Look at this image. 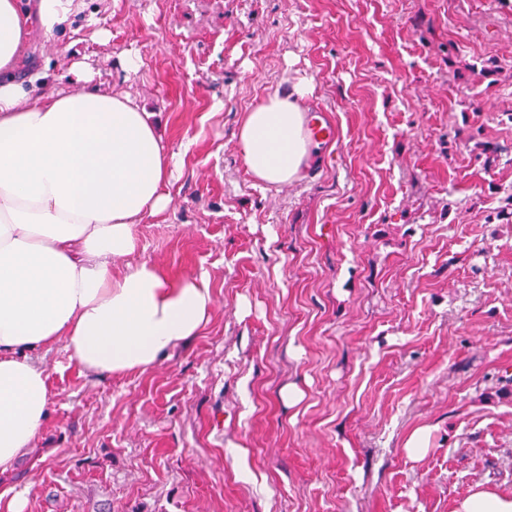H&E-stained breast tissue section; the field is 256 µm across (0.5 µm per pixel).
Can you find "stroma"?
Segmentation results:
<instances>
[{
	"label": "stroma",
	"mask_w": 512,
	"mask_h": 512,
	"mask_svg": "<svg viewBox=\"0 0 512 512\" xmlns=\"http://www.w3.org/2000/svg\"><path fill=\"white\" fill-rule=\"evenodd\" d=\"M75 4L33 24L18 77L73 89L86 63L137 97L179 171L112 269L208 273L214 311L143 372L38 354L50 412L0 512H455L512 492V0ZM301 77L338 137L269 189L236 129ZM456 512H512V493L477 488L461 500Z\"/></svg>",
	"instance_id": "1"
}]
</instances>
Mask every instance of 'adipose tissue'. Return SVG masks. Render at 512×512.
Returning <instances> with one entry per match:
<instances>
[{
  "label": "adipose tissue",
  "instance_id": "ef3b65f1",
  "mask_svg": "<svg viewBox=\"0 0 512 512\" xmlns=\"http://www.w3.org/2000/svg\"><path fill=\"white\" fill-rule=\"evenodd\" d=\"M31 27L22 0H0V474L30 452L50 405L33 352L62 345L90 375L142 371L198 335L214 307L207 275L175 282L138 248L136 224L167 210L176 167L137 100L90 84L33 96L15 72ZM307 80L250 108L236 137L253 179L301 180L320 145L306 133Z\"/></svg>",
  "mask_w": 512,
  "mask_h": 512
}]
</instances>
